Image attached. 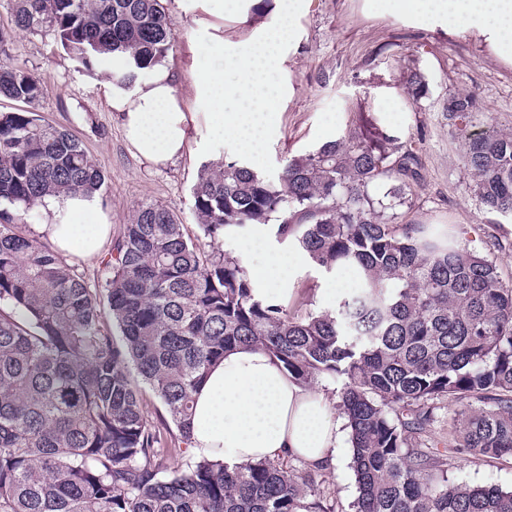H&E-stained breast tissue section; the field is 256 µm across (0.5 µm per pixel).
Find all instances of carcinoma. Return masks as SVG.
<instances>
[{
	"mask_svg": "<svg viewBox=\"0 0 512 512\" xmlns=\"http://www.w3.org/2000/svg\"><path fill=\"white\" fill-rule=\"evenodd\" d=\"M14 28L46 30L83 68L122 56L132 82L168 56L162 0H7ZM416 104L428 82L405 79ZM43 81L0 63V512H333L311 476L281 459L168 467L145 384L180 442L193 393L239 346L267 351L300 385L342 381L357 512H512V490L450 481L455 455L512 457V287L485 257L398 221L420 180L410 140L368 112L333 142L286 161L274 183L239 161L202 166L192 240L177 209L141 204L105 262L106 302L76 268L21 230L45 196L98 194L102 170L35 106ZM482 207L512 220V133L471 134L470 93L448 97ZM388 185L380 196L371 186ZM270 228L316 269L352 268L336 309L254 292L220 250ZM119 334H114V331ZM453 409L448 452L426 446Z\"/></svg>",
	"mask_w": 512,
	"mask_h": 512,
	"instance_id": "1",
	"label": "carcinoma"
}]
</instances>
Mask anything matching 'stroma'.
Instances as JSON below:
<instances>
[{
    "mask_svg": "<svg viewBox=\"0 0 512 512\" xmlns=\"http://www.w3.org/2000/svg\"><path fill=\"white\" fill-rule=\"evenodd\" d=\"M164 5L175 37L167 60L188 68V44L194 36L191 16L180 0H164ZM0 29L10 33L5 45L9 62L44 83L39 114L75 136L103 171L106 181L99 199L112 216L113 233H120L138 205L162 203L180 211L190 237H199L192 197L197 174L202 165L236 159L233 144L217 141L207 152L190 153L164 167L139 160L130 153L117 114L103 97L101 83L111 64L89 71L77 67L51 34L13 29L2 0ZM283 53L282 78L294 93L284 102L280 131L268 143L259 173L277 180L288 157L313 150L327 135L352 127L357 113L379 114L380 90H398L405 116L400 136L416 142L421 172L409 203L398 209L401 220L430 225L440 240L454 239L486 256L512 286V222L480 207L464 165L461 134L448 120L449 95L471 92L496 128L512 132V64L499 60L466 23L436 26L377 14L366 8L365 0H309L299 35ZM412 63L428 81V93L417 105L403 94ZM330 279V274L301 264L292 279L293 305L328 307L324 290ZM350 461V438L345 435L336 467L315 471L335 512H354L358 488ZM449 477L472 486L510 490L512 458L462 454Z\"/></svg>",
    "mask_w": 512,
    "mask_h": 512,
    "instance_id": "35a3bbf8",
    "label": "stroma"
}]
</instances>
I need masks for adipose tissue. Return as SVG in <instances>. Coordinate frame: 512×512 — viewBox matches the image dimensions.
<instances>
[{
	"instance_id": "obj_1",
	"label": "adipose tissue",
	"mask_w": 512,
	"mask_h": 512,
	"mask_svg": "<svg viewBox=\"0 0 512 512\" xmlns=\"http://www.w3.org/2000/svg\"><path fill=\"white\" fill-rule=\"evenodd\" d=\"M195 38L188 82L174 66L155 64L147 77L122 86L104 82L106 102L118 114L133 155L164 166L190 150L206 151L229 139L237 155L258 165L280 128L287 89L281 47L293 41L308 0H274L276 29L253 27L244 39L224 36L225 21L249 18L251 0H185ZM372 10L419 21L463 20L493 53L512 64V0H368ZM41 231L63 252L96 260L112 225L96 197L82 193L45 197ZM340 423L321 393L290 378L264 350L241 347L214 366L194 395L192 455L241 464L291 454L312 465L336 461Z\"/></svg>"
}]
</instances>
